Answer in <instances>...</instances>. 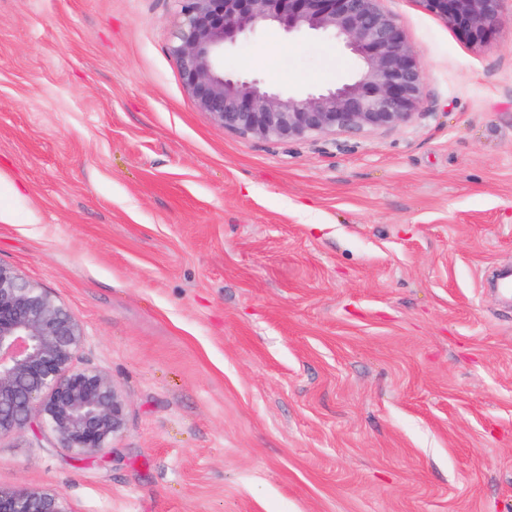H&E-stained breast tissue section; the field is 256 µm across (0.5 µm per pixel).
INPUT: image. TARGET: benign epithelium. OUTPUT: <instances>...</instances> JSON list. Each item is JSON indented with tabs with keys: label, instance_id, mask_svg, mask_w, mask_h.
Here are the masks:
<instances>
[{
	"label": "benign epithelium",
	"instance_id": "1",
	"mask_svg": "<svg viewBox=\"0 0 512 512\" xmlns=\"http://www.w3.org/2000/svg\"><path fill=\"white\" fill-rule=\"evenodd\" d=\"M169 51L196 106L243 137L290 142L359 136L416 115L423 69L379 0H179ZM471 41L490 36L508 0H421ZM323 32L360 62L349 81L285 94L224 69V54L258 29ZM78 320L44 288L0 264V438L39 426L82 457L100 454L127 427L126 398L103 371L78 368ZM0 512H69L53 491L0 487Z\"/></svg>",
	"mask_w": 512,
	"mask_h": 512
}]
</instances>
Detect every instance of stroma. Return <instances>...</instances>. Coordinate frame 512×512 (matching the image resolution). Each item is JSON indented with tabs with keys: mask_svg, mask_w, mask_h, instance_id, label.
<instances>
[{
	"mask_svg": "<svg viewBox=\"0 0 512 512\" xmlns=\"http://www.w3.org/2000/svg\"><path fill=\"white\" fill-rule=\"evenodd\" d=\"M380 8L418 115L285 143L189 98L179 0H0V264L127 401L92 458L1 438L0 486L70 512H512V12L470 42ZM225 66L312 91L358 59L268 30Z\"/></svg>",
	"mask_w": 512,
	"mask_h": 512,
	"instance_id": "1",
	"label": "stroma"
}]
</instances>
